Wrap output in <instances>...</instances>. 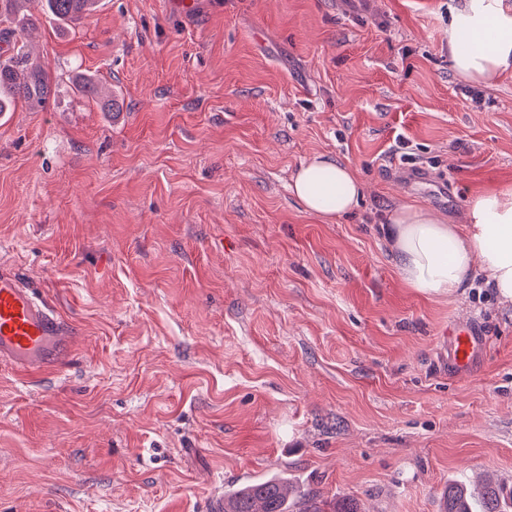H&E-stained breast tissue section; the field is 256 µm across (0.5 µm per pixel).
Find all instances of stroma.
Here are the masks:
<instances>
[{"label":"stroma","mask_w":512,"mask_h":512,"mask_svg":"<svg viewBox=\"0 0 512 512\" xmlns=\"http://www.w3.org/2000/svg\"><path fill=\"white\" fill-rule=\"evenodd\" d=\"M458 2L100 0L14 30L58 79L0 121V267L81 336L63 372L0 364V512H210L276 475L441 512L450 483L512 485V302L403 287L380 232L512 182V72L472 101ZM317 154L363 181L349 215L292 193ZM470 323L486 347L455 378ZM482 336L472 326L456 327L448 335L449 366L460 375L468 376L477 360Z\"/></svg>","instance_id":"stroma-1"}]
</instances>
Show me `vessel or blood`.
I'll use <instances>...</instances> for the list:
<instances>
[{
	"mask_svg": "<svg viewBox=\"0 0 512 512\" xmlns=\"http://www.w3.org/2000/svg\"><path fill=\"white\" fill-rule=\"evenodd\" d=\"M78 334L76 326L24 286L12 271L0 268V363L33 379L61 372L76 352ZM481 345L476 328H454L448 335L451 370L469 375Z\"/></svg>",
	"mask_w": 512,
	"mask_h": 512,
	"instance_id": "b4317fda",
	"label": "vessel or blood"
}]
</instances>
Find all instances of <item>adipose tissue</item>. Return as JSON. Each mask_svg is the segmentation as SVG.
I'll use <instances>...</instances> for the list:
<instances>
[{"label":"adipose tissue","instance_id":"obj_1","mask_svg":"<svg viewBox=\"0 0 512 512\" xmlns=\"http://www.w3.org/2000/svg\"><path fill=\"white\" fill-rule=\"evenodd\" d=\"M448 52L455 72L477 83L512 71V0H462L448 18ZM363 182L348 164L313 156L296 172L292 191L304 208L331 220L349 213ZM467 221L450 223L413 205L396 209L383 228L397 276L424 295H449L471 273L512 302V183L472 192Z\"/></svg>","mask_w":512,"mask_h":512}]
</instances>
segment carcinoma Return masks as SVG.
Returning <instances> with one entry per match:
<instances>
[{
  "mask_svg": "<svg viewBox=\"0 0 512 512\" xmlns=\"http://www.w3.org/2000/svg\"><path fill=\"white\" fill-rule=\"evenodd\" d=\"M97 0H0V23H18L32 32L41 16L72 21L88 14ZM52 88L51 75L39 64H28L24 46L12 44V55L0 54V112L23 102L36 112L45 108ZM296 499V512H359L352 502L336 504L313 491L294 489L286 478L255 480L224 492L222 512H290L288 500ZM443 512H512V489L488 480L471 490L465 484H448L443 493Z\"/></svg>",
  "mask_w": 512,
  "mask_h": 512,
  "instance_id": "obj_1",
  "label": "carcinoma"
}]
</instances>
